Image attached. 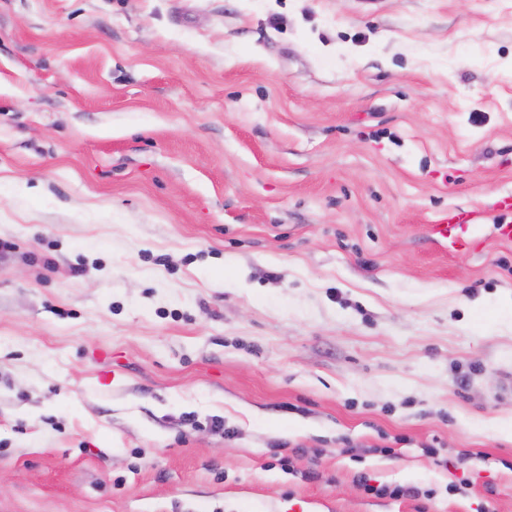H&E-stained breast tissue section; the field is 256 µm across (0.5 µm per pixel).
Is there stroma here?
<instances>
[{
    "label": "stroma",
    "mask_w": 512,
    "mask_h": 512,
    "mask_svg": "<svg viewBox=\"0 0 512 512\" xmlns=\"http://www.w3.org/2000/svg\"><path fill=\"white\" fill-rule=\"evenodd\" d=\"M509 195L512 0H0V512H512ZM458 220V215L448 212V219L446 223L443 221L440 224H435L436 233L446 243V245H448V250L450 251H461L468 245L467 239L458 233L459 226L463 225L455 224Z\"/></svg>",
    "instance_id": "1"
}]
</instances>
